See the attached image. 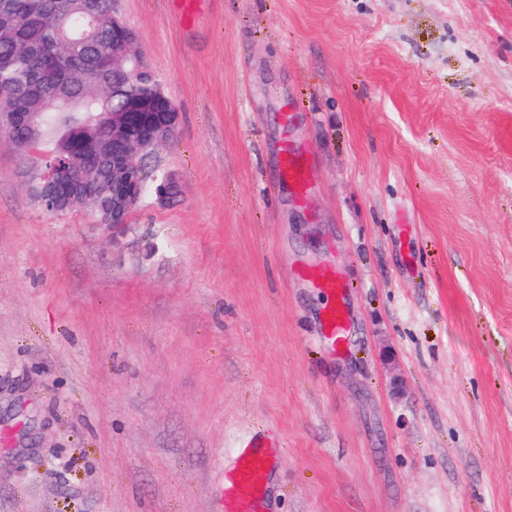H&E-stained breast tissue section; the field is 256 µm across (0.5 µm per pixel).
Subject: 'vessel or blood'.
Listing matches in <instances>:
<instances>
[{
  "label": "vessel or blood",
  "mask_w": 512,
  "mask_h": 512,
  "mask_svg": "<svg viewBox=\"0 0 512 512\" xmlns=\"http://www.w3.org/2000/svg\"><path fill=\"white\" fill-rule=\"evenodd\" d=\"M281 170L299 191H306L312 184L313 172L308 161L298 160L292 150H284ZM300 274L330 296L323 314L324 334L336 348H344L350 319L348 286L343 277L332 269L304 268ZM268 446V440L258 435L243 441L233 466L224 473V512H258L276 463Z\"/></svg>",
  "instance_id": "vessel-or-blood-1"
}]
</instances>
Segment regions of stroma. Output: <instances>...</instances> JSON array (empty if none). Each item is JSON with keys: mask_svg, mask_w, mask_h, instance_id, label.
Returning <instances> with one entry per match:
<instances>
[{"mask_svg": "<svg viewBox=\"0 0 512 512\" xmlns=\"http://www.w3.org/2000/svg\"><path fill=\"white\" fill-rule=\"evenodd\" d=\"M114 10L180 194L52 213L0 135V512H221L259 429L266 512H512V0ZM281 170L304 193L312 184L313 172L308 161H299L288 147L281 157ZM296 272L332 298L323 314L324 336L337 349H343L350 331L347 304L349 286L337 270L299 268Z\"/></svg>", "mask_w": 512, "mask_h": 512, "instance_id": "stroma-1", "label": "stroma"}]
</instances>
